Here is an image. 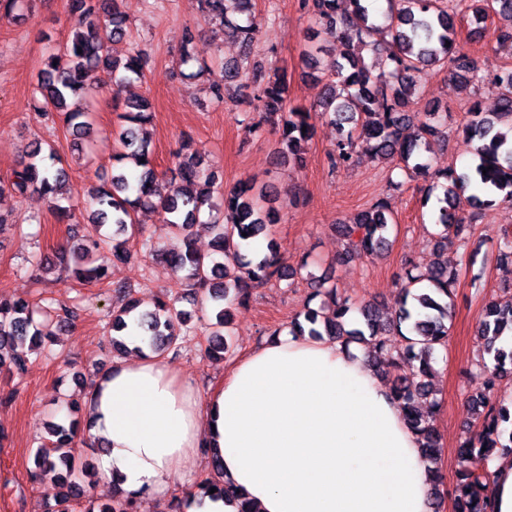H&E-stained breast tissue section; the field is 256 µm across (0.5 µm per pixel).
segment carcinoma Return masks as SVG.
<instances>
[{
	"label": "carcinoma",
	"instance_id": "carcinoma-1",
	"mask_svg": "<svg viewBox=\"0 0 512 512\" xmlns=\"http://www.w3.org/2000/svg\"><path fill=\"white\" fill-rule=\"evenodd\" d=\"M118 0H68L73 26L65 46L52 50L42 62L36 92L42 109L55 115L76 139L86 140L92 129V113L87 101L96 87L98 71L110 69L123 82L144 76L146 61L141 51L128 42L126 16ZM202 11L224 25L225 35L241 45L239 62H224L219 70L203 62L187 74L195 78L206 72L214 75L210 84L217 100L231 84L247 74V62L259 32L253 13V0H200ZM388 10L379 23L370 18L361 0H301L308 15L311 49L304 60L317 69V54L327 46L341 44L336 61L335 81L328 85L323 100L305 107L291 101L288 76L278 72L254 80L255 99L263 121L278 128L277 153L283 162L305 161V144L315 133L317 116L336 126V146L329 155L333 168L350 166L361 154L379 161L396 160L410 178L430 177L429 191L437 189L432 257L423 265L408 261L399 275L403 301L396 303L394 316L384 321L377 305L356 306L340 296L327 278L309 276L312 297L320 306H305L289 323L292 332L349 345L371 344L375 366L391 361L413 371V381L405 379L390 387L405 418L419 437L424 457L438 463L441 438L421 411L422 403L435 405L430 378L436 353L448 343L451 299L459 273L448 268V244L467 248L476 213H465L463 205L480 208L497 203L512 210V66L499 69L491 78L498 94V111L486 113L476 100L469 102L459 133L471 148V162L459 172L455 168L433 166L427 157L431 138L441 133L448 113L426 108L417 133H406V108L420 99V88L428 72L448 69L452 78L467 89L477 79L474 61L457 40L455 20L472 11L471 23L481 26L495 15L506 25L495 30L496 43L512 45V0H386ZM366 42L378 50L368 63L358 47ZM120 124L113 132L115 164L110 178L91 192L87 224L72 223L71 209L59 204L69 179L68 168L52 145L39 140L25 150L13 178L0 184V194L11 190L20 194L37 193L50 203L61 220L70 223L68 233L79 239L80 254L70 257L61 249L53 257L35 254L31 264L48 265L69 274L79 283L101 282L109 265L131 257L130 242L142 235L136 222L138 210L157 211L163 223L179 237L183 248L161 253L165 262L201 304L215 312L210 323L207 353L217 356L228 351L224 336L230 327L232 305L246 303L252 290L285 277V262L253 259L247 246L278 221V196L254 192L253 187L232 188L215 195L218 177L197 155L175 154L177 182L158 179L151 161L143 126L152 122L147 100L122 104ZM218 213L204 224L212 235L214 252L202 253L195 247L194 227L203 209ZM395 219L385 203L376 202L342 224L344 235L355 241L356 255H372L389 250ZM150 307L131 298L112 310V348L120 355L128 351L123 332L135 324L149 336V346L160 357L177 349L189 321L171 302L156 296ZM75 310L56 301L42 306L24 298L0 295V369L22 372L28 351L38 350L42 338L50 335L51 324L72 322ZM476 333L486 345L487 357L476 363L484 381L479 390L467 395L475 424L466 431L456 451L457 481L455 512H490L489 463L499 452L512 453V398L501 394V382L512 378V349L501 345L502 337L512 334V300H491L481 310ZM398 336L402 344L394 345ZM64 420L49 426L48 441L37 450L33 464L36 476L59 484L61 494L48 512H73V503L84 499L83 512H139V504L113 494L112 503L96 504L87 489L88 464L81 462L75 442L79 421L70 418L78 409L75 401L62 405ZM220 455L213 453L212 469L198 483L203 494L222 498L235 512H254L251 501L235 486L220 477ZM217 492L210 493L211 488Z\"/></svg>",
	"mask_w": 512,
	"mask_h": 512
}]
</instances>
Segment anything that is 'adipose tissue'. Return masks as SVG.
<instances>
[{
  "label": "adipose tissue",
  "instance_id": "1",
  "mask_svg": "<svg viewBox=\"0 0 512 512\" xmlns=\"http://www.w3.org/2000/svg\"><path fill=\"white\" fill-rule=\"evenodd\" d=\"M87 409L101 480L138 500L166 502L215 448L258 512H430L435 465L363 347L285 330L204 394L140 354L95 377Z\"/></svg>",
  "mask_w": 512,
  "mask_h": 512
}]
</instances>
